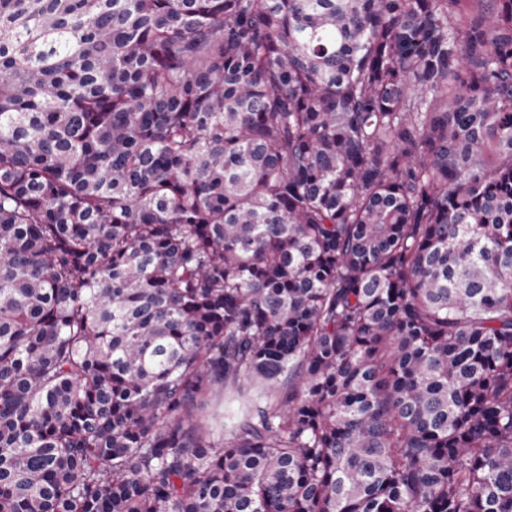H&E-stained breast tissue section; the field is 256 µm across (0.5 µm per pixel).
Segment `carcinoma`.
<instances>
[{
    "label": "carcinoma",
    "instance_id": "obj_1",
    "mask_svg": "<svg viewBox=\"0 0 512 512\" xmlns=\"http://www.w3.org/2000/svg\"><path fill=\"white\" fill-rule=\"evenodd\" d=\"M470 2L0 0V512H512Z\"/></svg>",
    "mask_w": 512,
    "mask_h": 512
}]
</instances>
